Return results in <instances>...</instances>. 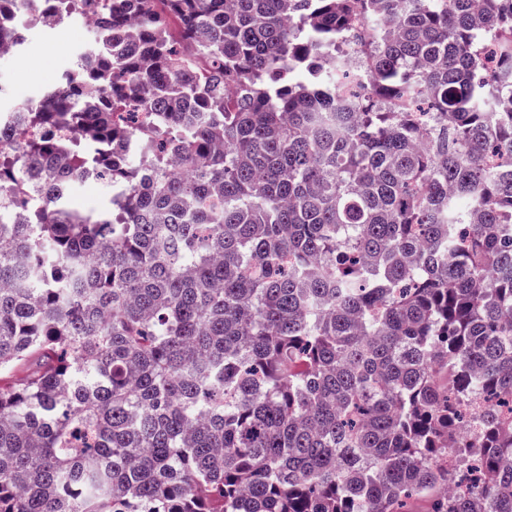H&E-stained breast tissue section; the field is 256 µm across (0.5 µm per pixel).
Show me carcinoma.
<instances>
[{"label":"carcinoma","mask_w":512,"mask_h":512,"mask_svg":"<svg viewBox=\"0 0 512 512\" xmlns=\"http://www.w3.org/2000/svg\"><path fill=\"white\" fill-rule=\"evenodd\" d=\"M79 10L0 127V512H512V0H0V43Z\"/></svg>","instance_id":"carcinoma-1"}]
</instances>
